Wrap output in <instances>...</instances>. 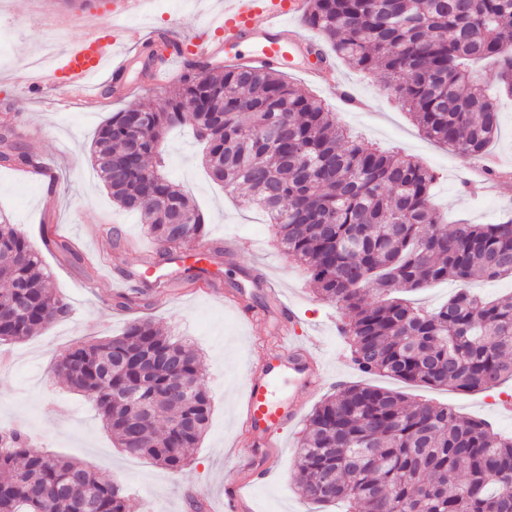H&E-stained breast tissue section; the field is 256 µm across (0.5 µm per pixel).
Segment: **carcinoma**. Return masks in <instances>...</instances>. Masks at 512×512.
<instances>
[{
	"instance_id": "obj_1",
	"label": "carcinoma",
	"mask_w": 512,
	"mask_h": 512,
	"mask_svg": "<svg viewBox=\"0 0 512 512\" xmlns=\"http://www.w3.org/2000/svg\"><path fill=\"white\" fill-rule=\"evenodd\" d=\"M307 27L355 70L381 73L431 140L474 159L499 130L496 98L470 65L496 64L512 94V0H307ZM169 40L142 47L157 65ZM191 113L210 179L268 214L284 253L306 266L315 293L342 310L351 359L370 375L462 392L512 380V298L485 301L467 282L512 277V218L457 221L432 198L434 172L379 151L336 122L316 96L269 69L203 70L160 103L140 98L112 113L90 159L112 201L140 214L160 258L206 240L203 215L166 175L161 148ZM0 163L38 168L0 117ZM53 250L85 263L64 237ZM41 251L0 214V342L22 339L70 315L40 273ZM452 280L461 288L435 310L406 293ZM374 300L366 301V292ZM23 311L14 313L19 293ZM55 374L90 398L117 447L178 471L208 425L211 395L188 343L151 320L121 335L76 344ZM191 384L188 395L174 391ZM0 512H127L115 482L88 462L33 448L21 430H0ZM297 495L348 512H512V437L446 406L409 402L394 390L353 384L312 411L299 439Z\"/></svg>"
}]
</instances>
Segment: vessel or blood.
I'll return each instance as SVG.
<instances>
[{
    "label": "vessel or blood",
    "instance_id": "b4317fda",
    "mask_svg": "<svg viewBox=\"0 0 512 512\" xmlns=\"http://www.w3.org/2000/svg\"><path fill=\"white\" fill-rule=\"evenodd\" d=\"M303 6L304 0H224L221 10L209 21L214 37L182 39L179 53L171 55L166 65L155 67L151 79L159 85L183 79L193 60L228 66H282L308 42L295 26ZM85 25L87 35L68 49L59 63L28 75L29 88L50 87L60 92L63 101L78 97L91 108L100 96L98 86L91 83L98 73L109 72L114 85H126L129 60L120 49L123 29L117 27L106 37L100 34L94 18H87ZM281 352V357L266 363L260 376L251 378L240 410L244 424L258 436L246 455L256 463V474L262 480L270 477L271 469L261 464V457L267 456L273 436L294 425L300 410L299 403L274 394L282 369H289L296 386L313 385L318 376L316 365L306 358L302 348L285 345Z\"/></svg>",
    "mask_w": 512,
    "mask_h": 512
}]
</instances>
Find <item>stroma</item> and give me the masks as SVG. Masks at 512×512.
<instances>
[{
    "mask_svg": "<svg viewBox=\"0 0 512 512\" xmlns=\"http://www.w3.org/2000/svg\"><path fill=\"white\" fill-rule=\"evenodd\" d=\"M68 0H0V23H12L10 60L0 64V113L16 117V136L43 163L54 167L57 185L47 192L40 180L26 179L0 168V213L40 242L42 230L70 239L80 252L103 258L95 275L84 266L61 261L43 251L46 274L55 293L71 306L70 315L37 335L0 343V428L27 432L35 448L90 462L100 477L121 484L129 512H199L205 500L209 512H221L227 488L236 487L254 512H344L343 506L322 507L302 501L295 492V466L301 426L284 430L278 439V457L268 481H256L252 468L243 466L236 450L247 433L238 415L251 377L260 373V359L279 353V304L288 299L298 313L294 339L299 345L314 341L325 373L324 381L302 397V416H309L338 386L362 384L394 389L412 400H427L457 415L487 420L493 429L512 435V413L501 410L512 402V383L496 391L463 393L404 383L389 377L361 373L350 360L339 331L340 310L312 292L304 269L274 245L273 231L264 215L240 208L206 176L191 122L171 130L166 141L167 173L184 186L205 217L209 241L233 238L237 251L216 259L220 287L196 292L185 283L181 261L157 266L168 286L150 306L123 310L117 294L126 292V274L144 271L154 246L143 234L137 214L118 211L98 180L89 157L96 129L130 101L128 95H101L90 110L67 108L52 91L28 92L21 81L23 68L51 36L41 17ZM212 0H165L152 18L131 15L126 25L136 38L127 42L138 52L153 32L178 21L184 36L209 34ZM288 77L299 89L319 96L335 112L338 122L358 139L386 151L413 156L437 174L434 200L449 220L494 224L512 217V183L496 194L481 188L483 174L468 155L426 138L407 112L388 94L381 77L366 76L341 60L333 67L340 84L357 98L345 105L335 89L308 83L298 74L305 65L297 57ZM119 230L126 246L112 248V230ZM282 293H268L269 283ZM149 318L158 327L186 339L201 354L204 381L212 394V416L206 433L187 466L171 472L151 459L115 448L103 430L92 402L68 391L54 373V363L75 342H91L121 333L130 321Z\"/></svg>",
    "mask_w": 512,
    "mask_h": 512,
    "instance_id": "35a3bbf8",
    "label": "stroma"
}]
</instances>
